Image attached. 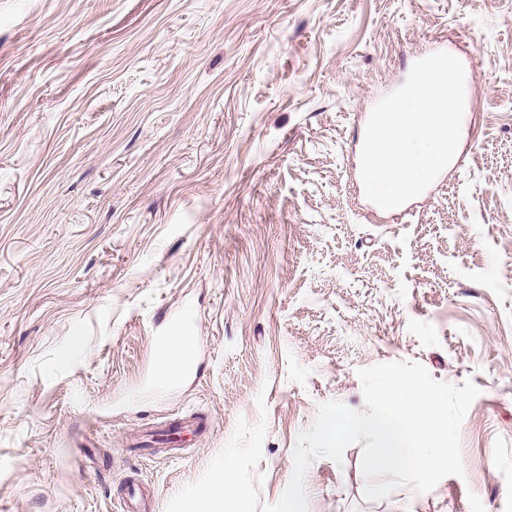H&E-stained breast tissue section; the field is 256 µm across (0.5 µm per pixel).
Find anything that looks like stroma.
Instances as JSON below:
<instances>
[{
  "label": "stroma",
  "mask_w": 512,
  "mask_h": 512,
  "mask_svg": "<svg viewBox=\"0 0 512 512\" xmlns=\"http://www.w3.org/2000/svg\"><path fill=\"white\" fill-rule=\"evenodd\" d=\"M437 52L471 119L399 221L365 127ZM395 361L479 388L463 476L370 500L353 443L311 464L308 512H512V0H0V512H118L132 485L165 512L240 418L275 503L318 406L365 410L359 369ZM191 357L190 339L187 336H170L159 356V381L164 383L181 375Z\"/></svg>",
  "instance_id": "stroma-1"
}]
</instances>
